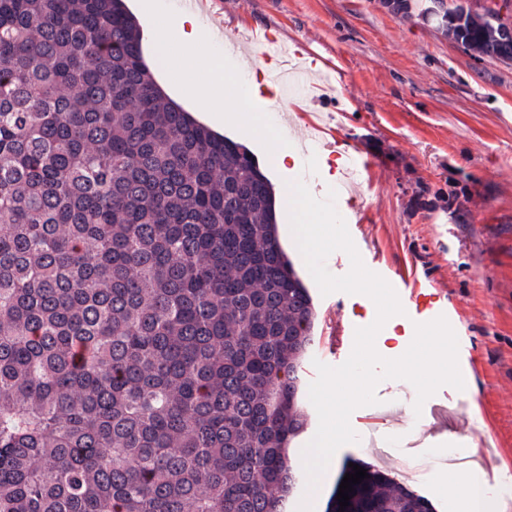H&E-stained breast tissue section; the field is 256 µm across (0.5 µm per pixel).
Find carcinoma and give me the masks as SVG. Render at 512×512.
Listing matches in <instances>:
<instances>
[{
	"mask_svg": "<svg viewBox=\"0 0 512 512\" xmlns=\"http://www.w3.org/2000/svg\"><path fill=\"white\" fill-rule=\"evenodd\" d=\"M435 2L512 60L498 9ZM314 318L254 156L164 101L123 0H0V512H288ZM364 469L344 512H434Z\"/></svg>",
	"mask_w": 512,
	"mask_h": 512,
	"instance_id": "carcinoma-1",
	"label": "carcinoma"
}]
</instances>
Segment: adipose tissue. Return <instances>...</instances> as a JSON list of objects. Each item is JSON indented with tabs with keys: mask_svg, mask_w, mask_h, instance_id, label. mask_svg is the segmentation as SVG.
<instances>
[{
	"mask_svg": "<svg viewBox=\"0 0 512 512\" xmlns=\"http://www.w3.org/2000/svg\"><path fill=\"white\" fill-rule=\"evenodd\" d=\"M145 31L152 44V68L164 86L179 85L186 72L210 71L209 80L185 90L184 97L201 112L223 109L224 60L198 51L201 32L198 16L189 11L182 13L180 23L174 29L150 17L146 20ZM174 46L181 50L175 59L169 55L170 48ZM443 483L450 492L458 495L463 512H486L490 505L492 487L486 476L451 472L444 477Z\"/></svg>",
	"mask_w": 512,
	"mask_h": 512,
	"instance_id": "1",
	"label": "adipose tissue"
}]
</instances>
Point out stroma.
<instances>
[{"label": "stroma", "instance_id": "35a3bbf8", "mask_svg": "<svg viewBox=\"0 0 512 512\" xmlns=\"http://www.w3.org/2000/svg\"><path fill=\"white\" fill-rule=\"evenodd\" d=\"M204 9L242 41L266 31L288 42L289 65L310 71L303 93L286 102L296 164L277 166L265 140L223 111L214 124L276 186L299 178L323 199L348 183L335 205L366 267L391 284L410 322L442 315L453 328L469 390L445 385L424 402L425 447L454 436L476 445L479 469L512 474V62L474 60L433 23L379 0H207ZM292 266L317 312L306 388L314 359L347 360L374 308L362 294L322 295L300 260ZM376 396L350 423L359 434L377 426L395 443L393 456L384 462L354 443L339 449V464L373 465L435 512H460L440 482L448 471L440 454L427 458L424 478L406 472L401 406L415 402V389L387 379Z\"/></svg>", "mask_w": 512, "mask_h": 512}]
</instances>
